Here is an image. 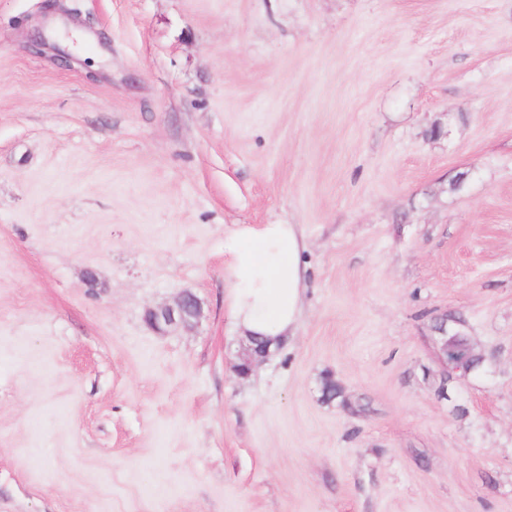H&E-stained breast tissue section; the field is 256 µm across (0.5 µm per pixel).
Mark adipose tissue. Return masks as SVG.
<instances>
[{
	"mask_svg": "<svg viewBox=\"0 0 512 512\" xmlns=\"http://www.w3.org/2000/svg\"><path fill=\"white\" fill-rule=\"evenodd\" d=\"M305 242L294 224L244 225L224 237L232 317L248 336L284 341L303 307Z\"/></svg>",
	"mask_w": 512,
	"mask_h": 512,
	"instance_id": "obj_1",
	"label": "adipose tissue"
}]
</instances>
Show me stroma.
<instances>
[{
  "label": "stroma",
  "mask_w": 512,
  "mask_h": 512,
  "mask_svg": "<svg viewBox=\"0 0 512 512\" xmlns=\"http://www.w3.org/2000/svg\"><path fill=\"white\" fill-rule=\"evenodd\" d=\"M242 224L310 266L246 378ZM0 512H512V0H0ZM202 314V302L198 296L184 291L173 304L149 309L145 319L153 329L165 332L172 328H193ZM447 319H442L435 330L440 336H435L442 358L447 366L454 371L467 375L480 365L485 357L477 354L467 336L459 333L448 335L446 328Z\"/></svg>",
  "instance_id": "1"
}]
</instances>
